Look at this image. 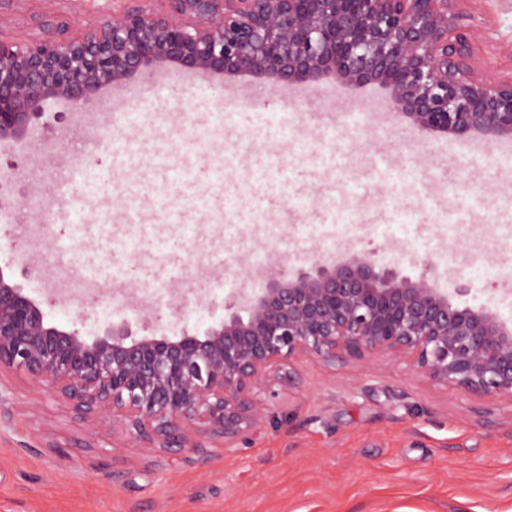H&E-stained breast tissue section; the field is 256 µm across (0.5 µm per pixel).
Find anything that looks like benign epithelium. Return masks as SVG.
<instances>
[{"label": "benign epithelium", "instance_id": "1", "mask_svg": "<svg viewBox=\"0 0 512 512\" xmlns=\"http://www.w3.org/2000/svg\"><path fill=\"white\" fill-rule=\"evenodd\" d=\"M457 2L134 0L70 38L0 32V143L24 147L49 101L73 119L103 92L169 69L288 88L377 85L420 131L511 141L512 78L476 69L472 15ZM247 274L261 287L201 334L135 338L124 322L90 339L86 316L50 322L0 269V376L22 373L85 417L131 427L149 450L202 462L204 440L231 446L261 427L254 389L270 376L297 386L307 355L401 356L434 383L512 398V324L451 302L434 276L412 280L369 254L295 270L275 250Z\"/></svg>", "mask_w": 512, "mask_h": 512}]
</instances>
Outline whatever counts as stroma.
<instances>
[{
	"mask_svg": "<svg viewBox=\"0 0 512 512\" xmlns=\"http://www.w3.org/2000/svg\"><path fill=\"white\" fill-rule=\"evenodd\" d=\"M124 0H0V27L18 38L77 34ZM480 33L479 70L512 75V0H468ZM124 109L136 128L101 130L132 140L134 162L73 122L38 126L26 148L0 145L17 203L0 237V267L38 300L50 321L62 309L59 272L110 257L121 275L101 288L119 304L97 307L85 330L128 320L137 334L180 335L203 290L208 324L220 322L238 288L255 287L239 257L258 264L276 248L292 268L318 255L355 251L384 258L419 278L427 263L444 274L450 300L473 281L478 301L512 322V143L419 132L404 118L349 125L357 106L320 92L292 103L296 124L276 134L280 88L252 80L228 92L197 89L187 76L129 82ZM389 161L380 173L378 155ZM118 170L110 196L88 208L107 232L55 247L59 226L37 231L31 200L53 205L64 191L60 157ZM140 221L125 222L129 209ZM298 388L268 381L255 391L267 415L260 433L236 448L213 447L207 461L187 452L141 448L111 418L75 412L26 375L0 378V512H512V398L477 396L421 377L404 358L367 362L307 356Z\"/></svg>",
	"mask_w": 512,
	"mask_h": 512,
	"instance_id": "1",
	"label": "stroma"
}]
</instances>
